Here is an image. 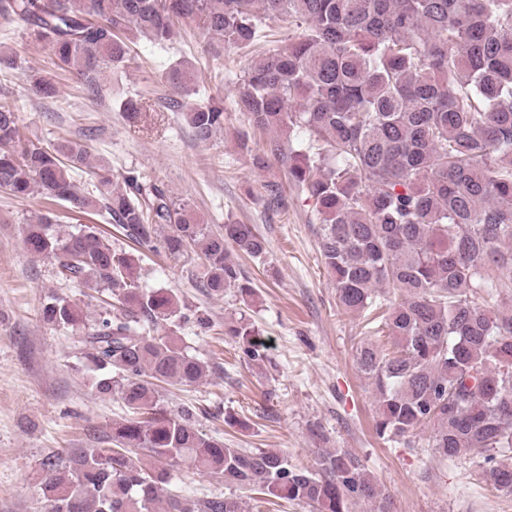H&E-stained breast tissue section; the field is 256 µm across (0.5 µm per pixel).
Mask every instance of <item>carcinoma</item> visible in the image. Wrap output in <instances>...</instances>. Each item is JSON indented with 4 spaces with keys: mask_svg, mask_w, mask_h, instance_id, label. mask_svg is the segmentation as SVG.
I'll return each mask as SVG.
<instances>
[{
    "mask_svg": "<svg viewBox=\"0 0 512 512\" xmlns=\"http://www.w3.org/2000/svg\"><path fill=\"white\" fill-rule=\"evenodd\" d=\"M288 17L283 33L267 21ZM0 18L44 41L53 63L99 95V75L134 60L133 45H165L182 20L208 36L207 52L256 53L231 108L270 131L306 133L310 156L275 139L271 157L320 220L319 249L336 303L362 315L386 307L385 348L356 347L374 386L375 433L406 445L429 432L435 457L483 454L500 495L512 496V315L493 302L512 293V0H4ZM191 92L183 64L164 76ZM195 137L224 128V98L173 101ZM88 151L69 141L22 138L18 108L0 102V190L39 195L76 213L98 211L139 253L202 259L198 286L211 295H255L230 250L264 258L252 224L216 230L187 204L131 172L123 185L98 167L92 190L74 175ZM167 234H161L163 228ZM25 250L55 262L63 279L105 291L113 304L91 323L57 294L42 321L82 334L93 388L117 394L125 416L63 459L41 462V512H242L229 494L202 501L161 498L181 462L230 490L259 491L310 512H390L389 495L355 455L321 448L300 468L282 452L230 448L197 427L192 408L170 411L163 384L194 385L208 365L179 337L151 333L183 319L174 296L138 283L137 259L112 249L94 226L61 234L44 214L22 228ZM246 365L269 360L262 331L245 315L224 322Z\"/></svg>",
    "mask_w": 512,
    "mask_h": 512,
    "instance_id": "carcinoma-1",
    "label": "carcinoma"
}]
</instances>
